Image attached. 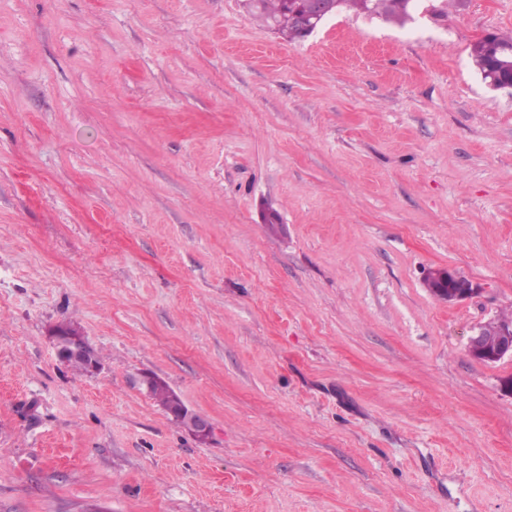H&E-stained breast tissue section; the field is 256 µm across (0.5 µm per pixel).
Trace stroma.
Instances as JSON below:
<instances>
[{"instance_id":"stroma-1","label":"stroma","mask_w":512,"mask_h":512,"mask_svg":"<svg viewBox=\"0 0 512 512\" xmlns=\"http://www.w3.org/2000/svg\"><path fill=\"white\" fill-rule=\"evenodd\" d=\"M487 32L512 0L292 43L241 0H0V512H512V360L467 351L512 310ZM425 277L424 284L430 295L450 305L472 298L479 291L472 280L449 268L431 269ZM432 281L437 283L434 288ZM68 330H74L71 326H65ZM64 327H56L52 331V337L54 339L56 354L59 361L67 363L68 365L79 370L82 373H86V362H87V374L93 375L100 370V362L97 361L94 352L87 346L83 337L78 333H68ZM86 359V362L81 357ZM74 357V358H70ZM68 358L69 361H68ZM156 380L157 378L153 376H145L143 379V384L145 385L147 392H149L151 386ZM149 394L153 398L157 399L159 404L167 411L174 402H177L178 399H180V397L162 381L155 383L152 386L151 392ZM173 416H178L184 420L186 427L194 436L199 439H205L210 433L209 422L200 414L189 409L185 404L179 402L169 411Z\"/></svg>"}]
</instances>
